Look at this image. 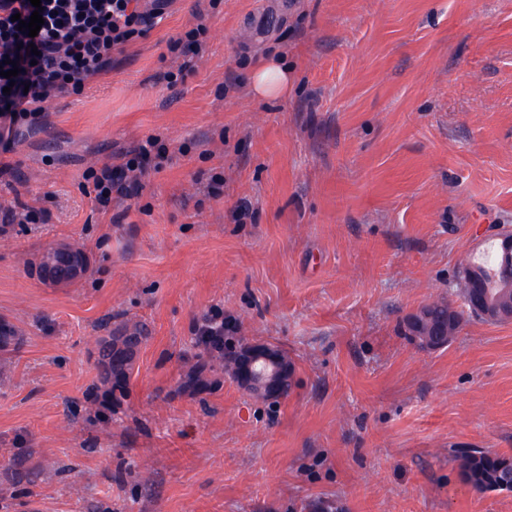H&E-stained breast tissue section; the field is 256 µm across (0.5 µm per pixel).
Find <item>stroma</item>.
<instances>
[{"label": "stroma", "instance_id": "35a3bbf8", "mask_svg": "<svg viewBox=\"0 0 512 512\" xmlns=\"http://www.w3.org/2000/svg\"><path fill=\"white\" fill-rule=\"evenodd\" d=\"M175 9L8 161L48 224L0 228V512H512L457 451L512 457V321L424 350L405 320L512 226V0H220L183 83L157 75ZM263 59L287 94L260 100ZM172 149L122 223L83 174L147 135ZM224 171L219 197L207 187ZM251 212L235 223L240 201ZM78 245L88 272L40 277ZM285 349L271 407L233 384L168 398L198 317ZM144 320L126 389L96 391L97 327ZM253 94L264 99H279L288 91V74L275 61L260 62L251 73Z\"/></svg>", "mask_w": 512, "mask_h": 512}]
</instances>
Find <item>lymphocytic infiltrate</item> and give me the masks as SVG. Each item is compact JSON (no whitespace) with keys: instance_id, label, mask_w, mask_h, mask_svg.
Returning <instances> with one entry per match:
<instances>
[{"instance_id":"lymphocytic-infiltrate-1","label":"lymphocytic infiltrate","mask_w":512,"mask_h":512,"mask_svg":"<svg viewBox=\"0 0 512 512\" xmlns=\"http://www.w3.org/2000/svg\"><path fill=\"white\" fill-rule=\"evenodd\" d=\"M176 0H41L44 23L37 36L21 30L34 8L30 0H0V61L16 62L14 79L0 76V177L14 168L3 157L13 152L19 127L36 128L44 121V105L59 96L81 95L86 85L107 75L122 62L128 48L146 38ZM204 11L192 26L168 39L169 86L182 82L208 35ZM170 150L159 137L148 136L121 153L118 163L88 167L94 201L101 212L137 197L142 179L169 160Z\"/></svg>"}]
</instances>
